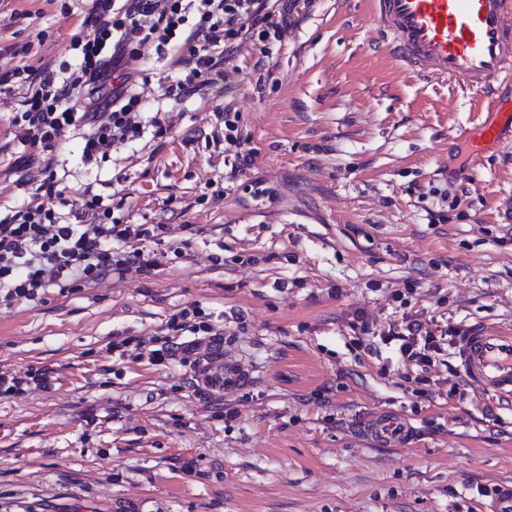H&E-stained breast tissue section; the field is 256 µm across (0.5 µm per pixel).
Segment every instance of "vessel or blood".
<instances>
[{
    "label": "vessel or blood",
    "mask_w": 512,
    "mask_h": 512,
    "mask_svg": "<svg viewBox=\"0 0 512 512\" xmlns=\"http://www.w3.org/2000/svg\"><path fill=\"white\" fill-rule=\"evenodd\" d=\"M377 27L388 39L399 68L424 78H444L460 88L490 95L499 82H512V0H373ZM512 130V101L498 103L463 138L471 152L499 145ZM457 358L468 384L485 395L512 397V332L476 327L460 337ZM206 386L228 390L245 375L233 364L206 365ZM375 441L409 444L415 429L400 418L379 414L368 423Z\"/></svg>",
    "instance_id": "vessel-or-blood-1"
}]
</instances>
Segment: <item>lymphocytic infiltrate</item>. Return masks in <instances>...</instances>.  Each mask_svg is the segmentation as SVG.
I'll list each match as a JSON object with an SVG mask.
<instances>
[{
    "label": "lymphocytic infiltrate",
    "mask_w": 512,
    "mask_h": 512,
    "mask_svg": "<svg viewBox=\"0 0 512 512\" xmlns=\"http://www.w3.org/2000/svg\"><path fill=\"white\" fill-rule=\"evenodd\" d=\"M91 30L76 37L72 48L79 65L68 74L43 70L29 73L35 90L13 126L23 141L52 147L81 130L83 157H108L115 143L141 136L139 108L145 86L125 74L127 58L150 45L159 59L177 53L180 78L164 89L168 98L198 94L202 77L219 75L224 53L235 43L270 46L281 41L288 25V6L269 0H90ZM52 177L36 184L29 202L11 219H0V305L41 298L50 288L69 292L98 282L111 273L144 268L150 261L137 242L140 225H119L99 196L72 201L75 221L62 224L44 197L55 195ZM123 243L115 251L113 242ZM401 357L427 369L440 344L433 330L406 318L392 332Z\"/></svg>",
    "instance_id": "1"
}]
</instances>
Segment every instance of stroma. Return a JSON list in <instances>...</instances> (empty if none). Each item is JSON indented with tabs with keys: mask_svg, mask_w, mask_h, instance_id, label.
<instances>
[{
	"mask_svg": "<svg viewBox=\"0 0 512 512\" xmlns=\"http://www.w3.org/2000/svg\"><path fill=\"white\" fill-rule=\"evenodd\" d=\"M87 8L0 0V215L50 157L65 197L91 188L120 223L168 232L143 242L147 270L0 308V373L53 379L0 395V512H491L512 398L479 394L456 357L472 326L512 327V144L474 159L457 140L485 102L401 70L369 0H295L269 55L225 54L230 88L166 99L173 68L150 46L129 60L151 81L144 134L88 163L77 135L46 151L9 123L28 91L15 69L74 62ZM228 104L252 158L232 183L209 139ZM184 309L223 328L246 387L154 361ZM406 314L446 332L422 382L383 339ZM384 411L413 444L367 436Z\"/></svg>",
	"mask_w": 512,
	"mask_h": 512,
	"instance_id": "35a3bbf8",
	"label": "stroma"
}]
</instances>
